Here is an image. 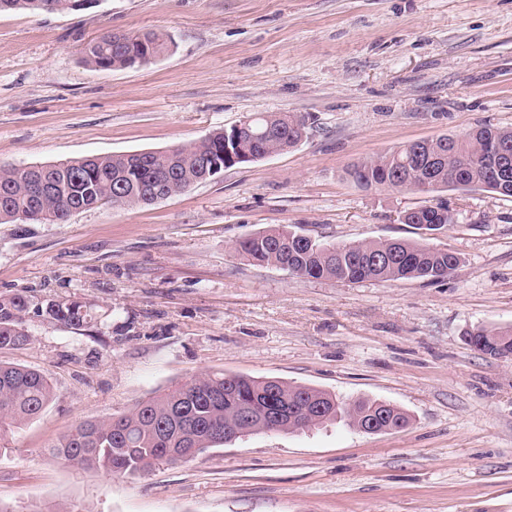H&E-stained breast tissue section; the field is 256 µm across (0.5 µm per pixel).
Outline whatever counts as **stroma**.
Wrapping results in <instances>:
<instances>
[{
    "mask_svg": "<svg viewBox=\"0 0 512 512\" xmlns=\"http://www.w3.org/2000/svg\"><path fill=\"white\" fill-rule=\"evenodd\" d=\"M155 31L152 63L98 70L103 32ZM258 112L304 115L296 147L176 196L64 224H0V296L78 298L97 323L27 318L0 361L53 396L0 451V502L86 512H512V359L466 331L512 325V198L367 190L352 164L483 125L512 126V0H100L72 13H0V165L165 150ZM446 201L430 245L443 280L346 283L240 260L278 225L325 243L416 236L405 210ZM276 378L384 401L405 429L342 422L260 432L135 476L48 450L76 423L128 412L192 376Z\"/></svg>",
    "mask_w": 512,
    "mask_h": 512,
    "instance_id": "obj_1",
    "label": "stroma"
}]
</instances>
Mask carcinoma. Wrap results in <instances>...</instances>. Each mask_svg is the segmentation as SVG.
<instances>
[{"label":"carcinoma","instance_id":"1","mask_svg":"<svg viewBox=\"0 0 512 512\" xmlns=\"http://www.w3.org/2000/svg\"><path fill=\"white\" fill-rule=\"evenodd\" d=\"M73 0H0V12L70 13ZM158 32L103 33L85 49V62L102 70L148 65L165 48ZM296 113L266 112L241 123L239 138L249 158H224V130L179 146V152L147 151L143 162L117 154L56 164L0 166V224L28 221L64 223L74 213L99 207L150 205L206 181L211 164L228 169L257 162L265 153L294 147L307 133ZM512 153V127L481 125L460 136L433 139L421 154L413 143L347 169V176L368 189H411L423 193L483 190L512 198V178L504 180L486 156L497 147ZM403 223L418 230L440 231L455 223V213L438 201L404 212ZM240 259L274 266L297 276L336 282L439 280L452 273L460 258L447 248L418 240L388 239L358 243H323L301 229L282 226L236 242ZM80 329L93 319L91 308L74 298L36 301L25 292L0 296V348L27 343L25 317ZM474 350L493 358L512 355V326L477 327L466 332ZM283 411L282 424L295 419L312 429L338 419L359 428L376 416L378 426L405 428L409 419L398 407L376 400L352 404L332 394L274 378L205 373L143 400L129 412L103 420H84L62 436L51 455L87 471L134 475L158 462L194 458L224 439L267 431L266 398ZM52 399V387L40 372L0 363V445L13 429L39 418Z\"/></svg>","mask_w":512,"mask_h":512}]
</instances>
